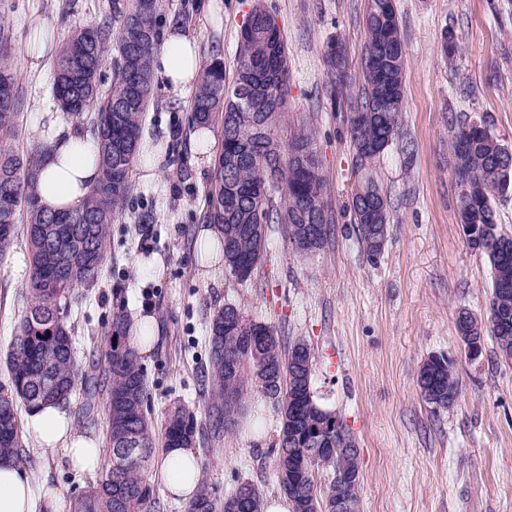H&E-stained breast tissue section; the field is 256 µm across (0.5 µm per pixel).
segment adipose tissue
<instances>
[{"label": "adipose tissue", "mask_w": 512, "mask_h": 512, "mask_svg": "<svg viewBox=\"0 0 512 512\" xmlns=\"http://www.w3.org/2000/svg\"><path fill=\"white\" fill-rule=\"evenodd\" d=\"M152 66L170 94L184 95L198 78L199 46L183 32H170L155 50ZM36 137L40 151L34 191L40 205L51 212L78 206L101 175L95 142L90 135L60 120L37 130ZM25 432L38 447L57 451L60 464L74 471L94 474L105 463L101 437L78 430L60 405L46 404L31 410ZM157 472L173 496L184 501L196 496L202 468L192 449H166ZM66 493V488L47 479L33 483L12 460L0 459V512H64Z\"/></svg>", "instance_id": "obj_1"}]
</instances>
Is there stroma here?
I'll list each match as a JSON object with an SVG mask.
<instances>
[{
  "label": "stroma",
  "instance_id": "1",
  "mask_svg": "<svg viewBox=\"0 0 512 512\" xmlns=\"http://www.w3.org/2000/svg\"><path fill=\"white\" fill-rule=\"evenodd\" d=\"M280 28L288 53V110L276 136L288 146L300 122L315 130L314 148L326 179L334 222L322 250L296 252L283 224L268 225L264 257L247 281L222 266L203 270L197 242L207 226L213 162L193 146L190 95L169 96L154 86L144 116L142 148L161 147L154 178L133 180L123 218L112 226V246L97 281L76 288L68 311L79 372L94 374L101 395L94 413L81 398L67 408L83 432L105 434L109 390L102 352L112 314L150 317L157 337L143 357L151 417L162 425L169 409L195 417L193 449L202 480L216 497L244 481L262 495L279 494L274 460L280 405L251 390L231 430L216 425L201 391L209 366V321L233 304L271 325L284 344L307 343L314 354L315 400L335 412L353 436L361 481L357 512H512V360L491 338L470 358L456 319L468 310L486 320L491 268L471 249L458 220L450 150L451 127L487 120L492 135L512 148V0H395L405 49L401 133L412 154L392 145L378 161L390 201L385 247L369 258L350 210L356 158L346 133V103H331L323 48L344 41L351 72H362L367 0H166L167 17L199 44L202 64L224 62L233 76L240 29L254 2ZM112 0H0V22L12 32L10 53L24 102L18 146L37 149L34 129L52 96L53 70L32 72L26 46L34 28L49 23V54L76 30L99 22ZM458 52L441 53L445 32ZM154 221L141 224V209ZM25 251L16 244L0 261V385L5 356L27 306L25 281L12 265ZM433 355L451 359L461 395L435 409L419 395L417 378ZM263 441H256V434ZM24 469L32 480L50 478L77 499L93 477L60 466L55 452L23 438Z\"/></svg>",
  "mask_w": 512,
  "mask_h": 512
}]
</instances>
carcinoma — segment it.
<instances>
[{"label": "carcinoma", "mask_w": 512, "mask_h": 512, "mask_svg": "<svg viewBox=\"0 0 512 512\" xmlns=\"http://www.w3.org/2000/svg\"><path fill=\"white\" fill-rule=\"evenodd\" d=\"M247 21L250 31L240 32L232 83H226L224 62L213 60L190 102L192 122L221 126L223 144L207 219L220 227L224 266L239 280L247 279L264 255L265 225H287L292 246L307 253L326 245L333 223L312 131L298 128L285 160L274 137L286 111L288 65L281 31L260 4ZM164 22L165 0H112L111 17L75 31L64 43L54 65L53 94L63 111L86 117L98 143L102 177L79 207L57 214L40 208L31 193L34 159L8 144L18 137L21 98L8 53L11 32L0 23V257L22 240L30 260L29 304L6 357L10 385L0 387V457L24 462L19 407L64 402L78 388L85 410L97 407V383L80 378L75 367L67 303L75 288L97 280L111 247L112 224L133 191L129 172L153 99L150 59ZM365 28L362 90L351 104L347 126L358 172L353 220L374 258L388 231V202L375 163L400 137L405 56L390 0H367ZM324 57L336 98L352 84L343 43L329 41ZM109 58L112 88L105 91L99 73ZM451 150L460 188L459 223L480 226L486 240L480 252L492 271L487 331L498 349L512 348V235L499 230L493 206L495 198L512 190V166L502 157L499 141L474 122L455 125ZM276 193L281 195L278 207L272 201ZM105 362L111 466L75 502L73 512H161L160 498L145 476L148 462L158 446H191L194 416L174 406L155 431L144 367L121 311L112 317ZM312 370L307 344L285 347L270 326L246 318L232 304L213 313L203 391L210 409L227 428L241 412L248 389L279 399V488L294 512H335L340 498L357 502L359 460L349 452L355 442L341 419L314 400ZM417 384L434 408L448 409L460 396L459 377L443 356L424 362ZM321 469L331 474L324 489L317 483ZM262 501L249 482L222 500L203 486L185 512H261Z\"/></svg>", "instance_id": "cac0c4a2"}]
</instances>
